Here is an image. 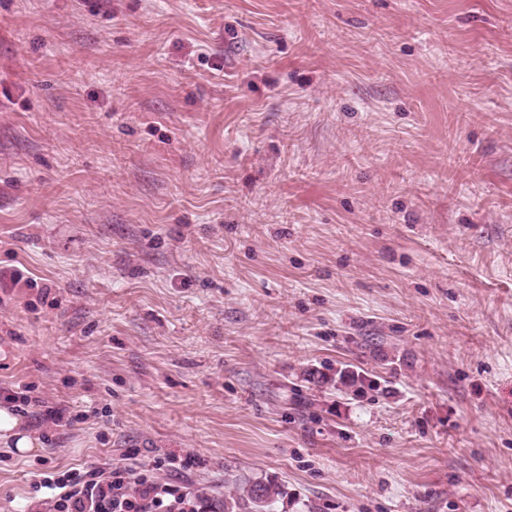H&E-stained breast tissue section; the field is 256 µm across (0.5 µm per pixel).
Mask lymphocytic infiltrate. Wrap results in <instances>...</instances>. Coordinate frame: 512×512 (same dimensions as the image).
<instances>
[{
  "instance_id": "f902f5d3",
  "label": "lymphocytic infiltrate",
  "mask_w": 512,
  "mask_h": 512,
  "mask_svg": "<svg viewBox=\"0 0 512 512\" xmlns=\"http://www.w3.org/2000/svg\"><path fill=\"white\" fill-rule=\"evenodd\" d=\"M195 462L191 454L165 455L141 471L120 466L46 472L23 512H206L205 494L155 477L156 471L177 473Z\"/></svg>"
}]
</instances>
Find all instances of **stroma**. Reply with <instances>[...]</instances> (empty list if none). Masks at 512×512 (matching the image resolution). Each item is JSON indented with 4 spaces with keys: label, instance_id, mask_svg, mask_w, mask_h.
I'll return each instance as SVG.
<instances>
[{
    "label": "stroma",
    "instance_id": "35a3bbf8",
    "mask_svg": "<svg viewBox=\"0 0 512 512\" xmlns=\"http://www.w3.org/2000/svg\"><path fill=\"white\" fill-rule=\"evenodd\" d=\"M0 344V512H512V0H0ZM31 392L29 387L26 386L23 390L15 391L9 388L0 389V399L5 404H10V407H14L18 413L27 414L28 408L42 407L43 402L38 398H32L27 393ZM22 428L19 417L6 407L0 408V441L12 443V448L20 454L31 453L39 448V444ZM196 457L157 456L149 469L94 467L42 474L35 492L20 512H207V496L185 490L177 481H160L154 471L179 473L191 468ZM278 486L263 481L248 483L239 494L224 496V502L208 498L212 512H273V505L281 495Z\"/></svg>",
    "mask_w": 512,
    "mask_h": 512
}]
</instances>
